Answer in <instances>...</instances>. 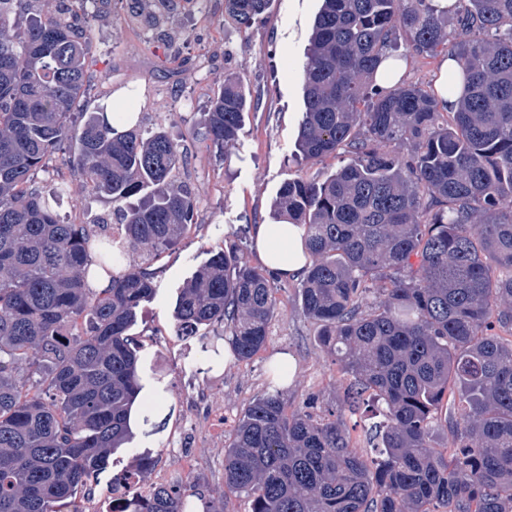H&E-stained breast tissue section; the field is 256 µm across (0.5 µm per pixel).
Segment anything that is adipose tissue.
I'll return each instance as SVG.
<instances>
[{
	"mask_svg": "<svg viewBox=\"0 0 512 512\" xmlns=\"http://www.w3.org/2000/svg\"><path fill=\"white\" fill-rule=\"evenodd\" d=\"M304 230L293 224H261L255 234L257 252L264 265L285 276L303 269Z\"/></svg>",
	"mask_w": 512,
	"mask_h": 512,
	"instance_id": "adipose-tissue-1",
	"label": "adipose tissue"
}]
</instances>
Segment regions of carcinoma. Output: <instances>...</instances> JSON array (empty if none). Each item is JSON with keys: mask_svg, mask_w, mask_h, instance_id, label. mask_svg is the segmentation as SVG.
Listing matches in <instances>:
<instances>
[{"mask_svg": "<svg viewBox=\"0 0 512 512\" xmlns=\"http://www.w3.org/2000/svg\"><path fill=\"white\" fill-rule=\"evenodd\" d=\"M84 0H0V512H75L77 491L130 440L142 390L128 335L155 290L154 272L127 264L159 253L193 223L197 201L174 178L179 147L146 129L130 103L72 112L90 76ZM166 37L172 0H134ZM271 0H224L249 27ZM444 51L456 109L417 85L383 88L379 66L399 48ZM296 152L315 163L345 147L350 161L324 181L285 183L276 224L304 228L303 314L354 382L381 403L376 455L350 443L342 414L314 398L287 411L275 388L239 417L224 448V499L252 512H512V0H323L303 68ZM247 98L229 75L211 100L205 138L239 131ZM85 186L106 196L122 234L98 218L56 211L63 182L44 192L38 169L60 150ZM410 147L408 153L400 148ZM242 227L182 288V332L219 325L234 357L266 345L276 278L248 264ZM104 275L109 288L89 280ZM379 301L363 306L367 284ZM39 376L30 383L22 366ZM460 409L439 416L443 401ZM452 435L448 452L434 435ZM197 485L160 487L131 512H190Z\"/></svg>", "mask_w": 512, "mask_h": 512, "instance_id": "carcinoma-1", "label": "carcinoma"}]
</instances>
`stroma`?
I'll list each match as a JSON object with an SVG mask.
<instances>
[{
    "instance_id": "stroma-1",
    "label": "stroma",
    "mask_w": 512,
    "mask_h": 512,
    "mask_svg": "<svg viewBox=\"0 0 512 512\" xmlns=\"http://www.w3.org/2000/svg\"><path fill=\"white\" fill-rule=\"evenodd\" d=\"M321 5L322 0H271L263 22L241 28L225 18L224 0H177L165 25L169 38L157 43L150 41L147 24L131 15L126 0H113L106 15L94 0H86L87 68L93 79L79 111L96 112L134 95L146 124L163 127L180 144L178 176L198 201L194 224L151 260L155 291L129 330L139 348L140 404L155 413L133 423L132 441L92 481L89 490L96 496L107 497L112 475L142 457L168 470L173 483L222 493L221 450L238 417L266 390L275 362L293 367L283 386L290 404L315 398L314 414L325 417L344 398L349 378L321 345L318 323L303 314L298 278L279 279L267 344L248 361L231 359L211 367L202 346L214 329L185 336L174 318L184 283L212 252L228 246L240 227L270 223L273 201L285 182L325 179L348 160L342 150L313 164L293 157L304 108L305 52ZM228 72L243 86L247 110L237 138L218 150L204 137V119ZM50 171L68 186L61 214L75 209L88 219L111 217V202L88 193L82 177L58 157H51L46 171L35 173L36 183ZM218 411L224 414L220 431L209 426L211 413ZM186 455L197 460L193 470L179 466Z\"/></svg>"
}]
</instances>
